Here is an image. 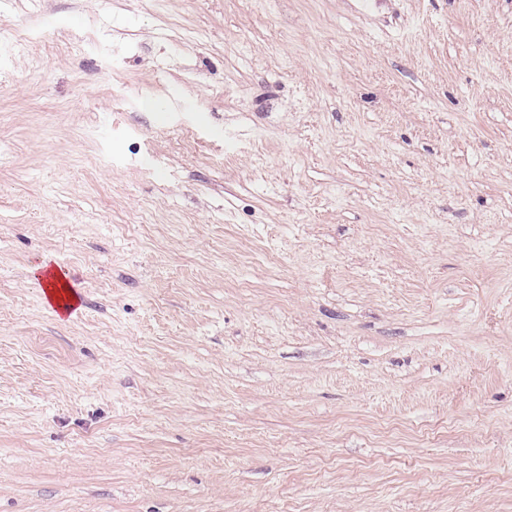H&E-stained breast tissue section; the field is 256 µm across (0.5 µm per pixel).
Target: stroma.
<instances>
[{
  "label": "stroma",
  "instance_id": "1",
  "mask_svg": "<svg viewBox=\"0 0 512 512\" xmlns=\"http://www.w3.org/2000/svg\"><path fill=\"white\" fill-rule=\"evenodd\" d=\"M0 512H512V0H10ZM40 274H36L40 280H51L54 288L47 290L48 300L58 309L61 313L68 311L73 307L78 297L71 289L68 281V275L65 271L58 267L49 266L48 263L35 270Z\"/></svg>",
  "mask_w": 512,
  "mask_h": 512
}]
</instances>
